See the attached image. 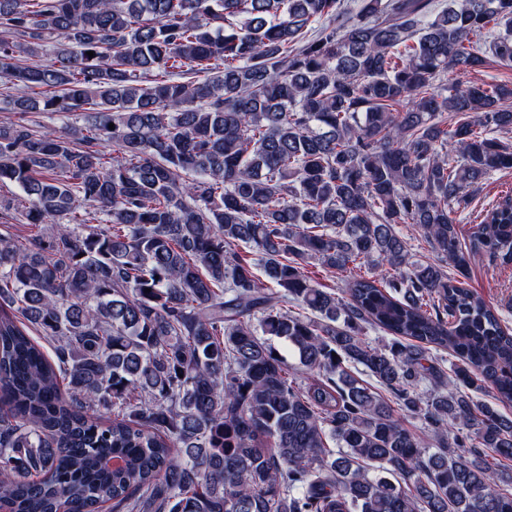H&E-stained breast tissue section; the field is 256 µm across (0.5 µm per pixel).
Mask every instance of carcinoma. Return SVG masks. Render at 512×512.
<instances>
[{"label": "carcinoma", "instance_id": "obj_1", "mask_svg": "<svg viewBox=\"0 0 512 512\" xmlns=\"http://www.w3.org/2000/svg\"><path fill=\"white\" fill-rule=\"evenodd\" d=\"M491 59L512 0H0V106L83 120L0 123V512H512L448 273L512 265L511 194L451 217L512 169ZM506 192L512 193V170L496 172L487 179L483 190L473 199L466 209H457L451 214L458 226L459 236L462 242H467L475 221L480 212L489 209L498 198Z\"/></svg>", "mask_w": 512, "mask_h": 512}]
</instances>
